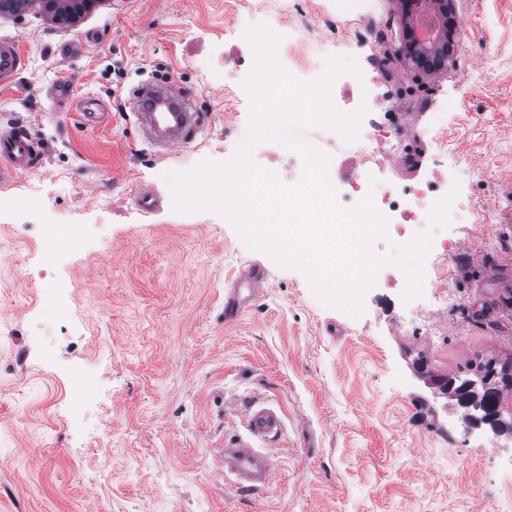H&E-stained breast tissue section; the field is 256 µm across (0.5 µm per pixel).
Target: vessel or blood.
I'll list each match as a JSON object with an SVG mask.
<instances>
[{"label":"vessel or blood","instance_id":"1","mask_svg":"<svg viewBox=\"0 0 512 512\" xmlns=\"http://www.w3.org/2000/svg\"><path fill=\"white\" fill-rule=\"evenodd\" d=\"M24 66V57L15 39L0 38V82L13 81ZM189 98L175 83L145 84L135 94V115L149 118L154 131L163 133L169 148H181L192 141L203 127L205 115L188 109ZM41 143L32 133L0 135V182L10 181L33 169ZM257 266L243 270L236 279L225 305L228 316H235L249 302L264 280ZM246 435H233L224 442L221 460L224 481L237 491H259L273 481L274 462L256 440L280 435L282 419L273 407L249 403L243 418Z\"/></svg>","mask_w":512,"mask_h":512}]
</instances>
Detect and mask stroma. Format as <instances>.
I'll use <instances>...</instances> for the list:
<instances>
[{
	"label": "stroma",
	"instance_id": "1",
	"mask_svg": "<svg viewBox=\"0 0 512 512\" xmlns=\"http://www.w3.org/2000/svg\"><path fill=\"white\" fill-rule=\"evenodd\" d=\"M302 5L317 26L387 22L384 44L357 50L363 74L385 57L407 112L397 140L421 172L437 145L417 133L446 113L458 201L482 222L451 225L447 246H433L415 307L400 289L371 288L359 316L328 308L302 272L247 247L220 214L174 213L162 177L233 158L251 110L227 77L233 50L248 25L282 32L279 17L239 0H104L69 26L37 10L0 15V38H16L27 60L0 84V134L25 126L43 143L40 164L0 195L56 197L45 216L56 224L78 201L86 228L57 262L62 318L40 299L43 243L17 238L16 213L0 214V512H504L512 499V433L468 431L464 409L412 373L420 357L463 376L488 359L512 363V303L497 288L512 277V0H459V47L477 62L463 84L459 55L431 77L399 54L394 0ZM74 39L83 52L63 56ZM60 80L72 86L61 106L50 95ZM158 81L209 116L167 156L133 114L134 91ZM138 187L159 206L139 207ZM251 264L265 281L227 319L226 292ZM249 397L283 419L264 444L274 480L251 495L225 485L219 466Z\"/></svg>",
	"mask_w": 512,
	"mask_h": 512
}]
</instances>
